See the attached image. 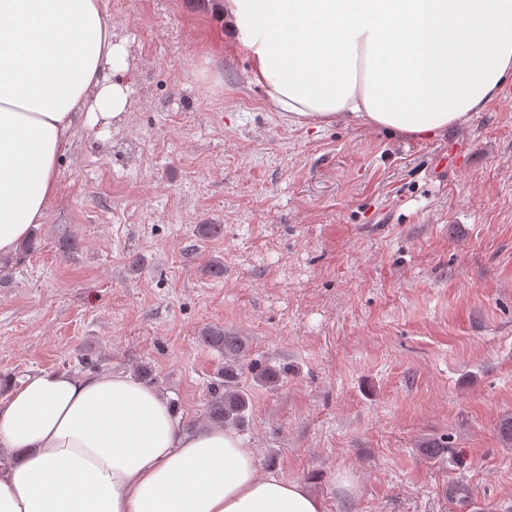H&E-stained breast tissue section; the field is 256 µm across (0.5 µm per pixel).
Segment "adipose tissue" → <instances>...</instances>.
<instances>
[{"label":"adipose tissue","mask_w":512,"mask_h":512,"mask_svg":"<svg viewBox=\"0 0 512 512\" xmlns=\"http://www.w3.org/2000/svg\"><path fill=\"white\" fill-rule=\"evenodd\" d=\"M248 81L289 122L414 139L468 121L512 79V0H216ZM104 0H0V254L43 223L72 131L130 107ZM0 512H324L259 474L235 432H188L124 372L46 371L0 401Z\"/></svg>","instance_id":"1"}]
</instances>
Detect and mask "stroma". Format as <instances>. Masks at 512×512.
I'll list each match as a JSON object with an SVG mask.
<instances>
[{
	"label": "stroma",
	"instance_id": "stroma-1",
	"mask_svg": "<svg viewBox=\"0 0 512 512\" xmlns=\"http://www.w3.org/2000/svg\"><path fill=\"white\" fill-rule=\"evenodd\" d=\"M105 5L131 106L106 137L76 127L0 283V376L146 364L201 430L224 358L199 336L218 325L288 368L274 388L241 377L260 474L325 512H512V100L429 140L300 126L205 0ZM425 438L450 448L427 457Z\"/></svg>",
	"mask_w": 512,
	"mask_h": 512
}]
</instances>
